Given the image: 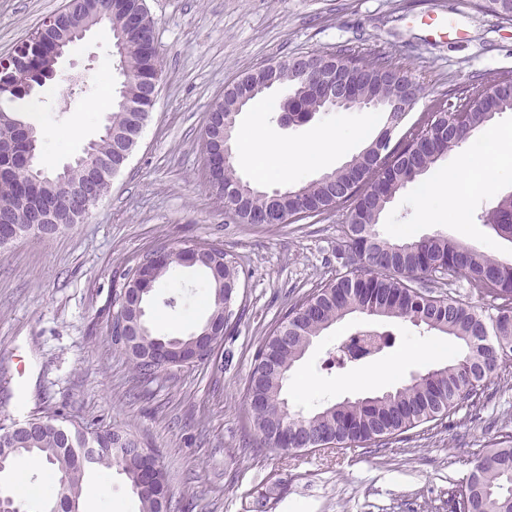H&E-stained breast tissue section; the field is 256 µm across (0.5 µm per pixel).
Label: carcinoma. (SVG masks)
I'll return each instance as SVG.
<instances>
[{
	"label": "carcinoma",
	"mask_w": 512,
	"mask_h": 512,
	"mask_svg": "<svg viewBox=\"0 0 512 512\" xmlns=\"http://www.w3.org/2000/svg\"><path fill=\"white\" fill-rule=\"evenodd\" d=\"M101 2L109 17L100 25L109 30L112 39L120 37L125 44L123 69L127 77L123 94L112 101L109 123L99 140L59 174H50L41 165L26 168L19 158L29 153L34 159L38 157L39 133L30 138L19 136L16 130L21 118L15 112L0 110V225L15 226L21 238L31 235V224L41 216L61 227L79 222L81 215L71 207L59 185V175L81 183L96 176L99 157L113 160L117 148L135 146L136 133L153 110L149 79L162 70L155 44L156 22L141 0ZM475 7L512 21V0H476ZM90 10V0H66L54 26L36 31L37 41L27 52L14 56L9 77L36 84L48 79L56 71V43L71 27L88 19ZM316 57L320 68L314 83L302 77L303 62L293 56L284 61L274 78V85L286 91L279 111L295 112L300 125L310 114L340 111L327 91L333 78L347 66L359 71L352 110L371 108L369 101L379 96L397 99L406 88L417 98L423 94V84L413 72L393 66L380 54L367 62L352 54L318 52ZM270 79L265 66L242 76L245 84L254 88V100L265 92L262 85ZM491 86L488 93L457 97L456 104L440 101L438 106H447L455 114L439 124L419 127L409 139L395 144L387 157L379 159L376 152L386 136L383 131L344 166L283 191L276 199L242 180L233 163L224 166V187L235 192L229 211L242 224L251 223L255 213L271 206L298 221L321 216L339 205L348 206L345 249L349 272L330 279L289 308L255 350L245 399L261 403L251 415L260 446L277 447L273 439L286 427L290 448H311L313 438L325 445L336 442L380 448L425 423L450 417L460 404L475 400L501 370L512 367V261L475 251L440 234L388 239L376 230L396 194L415 184L495 115L512 111V75L494 78ZM239 96L235 87L225 89L224 97L211 108L217 121L236 127ZM485 222L500 236L512 239V193L501 197ZM181 266L183 258L175 248L148 276L156 285ZM196 267L206 276L212 318L235 298L239 272L225 260L224 249L208 242L200 243ZM458 276L466 280L478 303L433 295L429 284ZM127 311L128 301L118 288L112 294L109 323H116V318ZM355 313L367 319L354 332L356 336H385L382 323L404 320L427 332L454 337L462 350L447 365L414 375L392 391L286 415L280 400L295 363L314 339ZM128 356L143 379L171 369L162 359L148 365L135 351ZM82 445L97 448L88 466L79 461ZM138 447L137 440L127 433L91 428L59 414L0 427L3 471H9L14 459L23 455L52 466L55 480L51 497L42 502L39 512H68L69 502L83 494L87 470L107 474L114 468L125 475L137 496L139 512H160L161 503L172 499L171 489L163 481L149 492L138 491L145 461ZM464 491L466 505L461 512H512V435L496 439L492 448L477 458Z\"/></svg>",
	"instance_id": "cac0c4a2"
}]
</instances>
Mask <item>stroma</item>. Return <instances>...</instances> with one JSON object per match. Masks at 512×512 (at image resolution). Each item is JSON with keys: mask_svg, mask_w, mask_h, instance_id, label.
I'll return each mask as SVG.
<instances>
[{"mask_svg": "<svg viewBox=\"0 0 512 512\" xmlns=\"http://www.w3.org/2000/svg\"><path fill=\"white\" fill-rule=\"evenodd\" d=\"M65 0H0V54L10 51ZM475 0H146L157 21L162 80L150 119L127 166L109 194L81 222L46 239L20 238L0 247V425L47 414L98 427L118 428L156 449L173 493V512H448L475 460L495 439L512 434V372L485 388L478 417L460 406L452 423L429 422L403 442L384 448H325L285 452L261 448L244 395L253 353L282 314L346 269V209L291 224H241L216 206L204 179L203 133L212 104L227 85L268 63L298 54L340 50L371 59L383 54L413 71L423 94L410 113L418 118L438 100L482 90L490 79L512 73V21L479 11ZM456 19L460 34L429 36L420 19L428 12ZM87 70L84 91L71 96V75ZM51 86L0 109L19 113L41 134V154L52 170L82 155L102 135L110 102L96 84L119 87L122 78L112 42L95 27L70 47ZM382 112H329L300 126L280 125L276 113L249 106L238 126L253 125L268 143L271 171L281 167L278 148L306 143L322 131L346 134L364 127L379 134ZM347 161L331 157L325 169L300 170L293 178H258L235 161L238 174L261 190L285 189L321 176ZM512 192V180L488 191L464 194L463 213L444 224H421L420 185L388 205L378 226L389 238L441 234L477 251L511 261L512 242L499 237L481 215ZM209 242L223 247L240 273L234 312L239 320L224 335L216 358L174 368L146 381L114 345L108 308L116 273L161 242ZM202 272L176 268L155 290L147 310L159 335L188 334L208 315ZM354 314L314 340L295 365L322 389L304 400L294 389L290 409L311 410L400 386L411 376L447 364L452 337L393 322L395 344L384 356L339 372L326 363L336 345L361 323ZM439 353L420 360L418 347ZM397 364L387 382L370 373ZM30 477L23 494L37 512L51 490L42 463L17 458L0 483L16 473ZM85 480L98 484L79 512H139L124 475Z\"/></svg>", "mask_w": 512, "mask_h": 512, "instance_id": "35a3bbf8", "label": "stroma"}]
</instances>
